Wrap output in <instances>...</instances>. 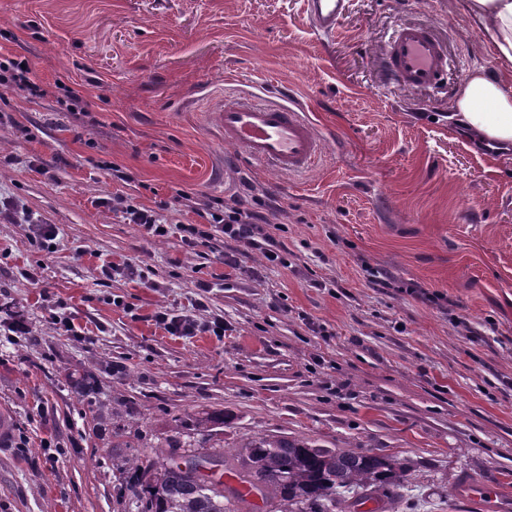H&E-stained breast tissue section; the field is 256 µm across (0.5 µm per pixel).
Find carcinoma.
<instances>
[{
    "mask_svg": "<svg viewBox=\"0 0 512 512\" xmlns=\"http://www.w3.org/2000/svg\"><path fill=\"white\" fill-rule=\"evenodd\" d=\"M198 457L219 467L202 476L169 455L131 461L124 490L135 512H251L246 494L224 487V454ZM241 482L275 500L278 512H348L355 504L395 502L406 481L400 462L363 448H325L302 438L251 439L237 449Z\"/></svg>",
    "mask_w": 512,
    "mask_h": 512,
    "instance_id": "obj_1",
    "label": "carcinoma"
}]
</instances>
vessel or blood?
I'll return each mask as SVG.
<instances>
[{"label":"vessel or blood","instance_id":"b4317fda","mask_svg":"<svg viewBox=\"0 0 512 512\" xmlns=\"http://www.w3.org/2000/svg\"><path fill=\"white\" fill-rule=\"evenodd\" d=\"M346 2L305 0L313 30L335 34ZM385 67L401 89L432 90L448 72L446 43L428 25L399 24L387 42ZM217 127L225 142L240 147L249 160L282 174L309 172L325 151L303 108L266 89L225 98L218 108ZM459 491L469 512H512L511 492H489L466 476L459 481Z\"/></svg>","mask_w":512,"mask_h":512}]
</instances>
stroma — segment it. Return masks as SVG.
Wrapping results in <instances>:
<instances>
[{"mask_svg":"<svg viewBox=\"0 0 512 512\" xmlns=\"http://www.w3.org/2000/svg\"><path fill=\"white\" fill-rule=\"evenodd\" d=\"M462 2L348 0L325 37L304 0H0V63L28 60L46 90L0 87V512H127L128 461L266 435L397 459L393 512H465L464 474L512 491V147L476 146L452 110L473 67L512 71ZM400 23L447 37L440 88L388 85ZM262 86L297 94L326 141L305 175L219 138L225 94ZM254 197L287 266L184 243L198 208ZM163 310L224 334L170 335ZM212 411L205 436L175 422ZM118 207H121L129 223L139 224L147 234L153 237L168 234V227L162 224L156 210L129 204L120 196L112 197V210Z\"/></svg>","mask_w":512,"mask_h":512,"instance_id":"obj_1","label":"stroma"}]
</instances>
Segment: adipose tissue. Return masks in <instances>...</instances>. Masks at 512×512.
Instances as JSON below:
<instances>
[{"label":"adipose tissue","mask_w":512,"mask_h":512,"mask_svg":"<svg viewBox=\"0 0 512 512\" xmlns=\"http://www.w3.org/2000/svg\"><path fill=\"white\" fill-rule=\"evenodd\" d=\"M468 16L503 65H512V0H465ZM452 108L475 142L512 144V86L473 69L459 88Z\"/></svg>","instance_id":"adipose-tissue-1"}]
</instances>
